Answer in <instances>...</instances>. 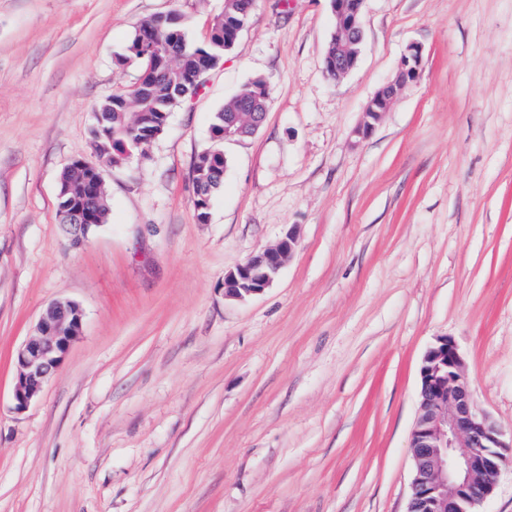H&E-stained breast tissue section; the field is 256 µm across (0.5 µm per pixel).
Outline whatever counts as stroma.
Listing matches in <instances>:
<instances>
[{
  "label": "stroma",
  "mask_w": 512,
  "mask_h": 512,
  "mask_svg": "<svg viewBox=\"0 0 512 512\" xmlns=\"http://www.w3.org/2000/svg\"><path fill=\"white\" fill-rule=\"evenodd\" d=\"M224 0H0V512H407L420 367L437 337L478 409L512 432V0H366L363 42L325 74L330 0H256L237 46L164 134L106 178L79 247L59 183L93 159L95 105L132 88L137 25L204 41ZM417 80L352 132L409 45ZM265 79V119L215 143ZM227 160L198 223L192 169ZM295 231L243 301L224 274ZM82 332L13 408V354L50 303ZM258 89H266L269 95V89L266 83L262 80H255L245 86L233 102H229L224 105L223 109L216 112L214 122L211 127L214 139H223L224 141L236 140L252 136L256 132V130L261 126L266 113L263 111V108L262 110L259 109L257 102L253 104L252 109L254 112H251L252 120L249 126H243L238 123L236 112H243L239 110L238 104L242 100L250 98ZM227 112H233L234 114L228 115L226 122H224V117L228 114ZM221 134H223V136ZM61 217H65L64 223L60 224L63 228L66 238L73 246H79L85 240V236L90 224L91 217L88 214L71 212L69 207L62 210Z\"/></svg>",
  "instance_id": "1"
}]
</instances>
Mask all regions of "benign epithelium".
<instances>
[{
	"label": "benign epithelium",
	"instance_id": "benign-epithelium-1",
	"mask_svg": "<svg viewBox=\"0 0 512 512\" xmlns=\"http://www.w3.org/2000/svg\"><path fill=\"white\" fill-rule=\"evenodd\" d=\"M365 0H331L336 22V58L325 62L329 79L337 80L355 64L351 45L363 39L361 15ZM422 48L408 46L402 56L395 81L382 86L363 113L354 135L368 137L387 110L398 89L418 78ZM250 125L238 123L237 115L227 116L224 139L236 140L253 135L265 112L252 106ZM63 231L69 243H83L91 217L66 207ZM297 247L290 231L275 245L249 257L224 274V296L245 300L264 292ZM83 322L80 306L71 301L53 303L41 316L36 334L29 337L15 354L17 376L13 388L14 410L22 412L39 396L45 382L60 367ZM413 480L407 512H478L477 507L492 493L512 442L486 414L473 397L472 383L454 340L441 336L427 350L420 368L419 410L410 438Z\"/></svg>",
	"mask_w": 512,
	"mask_h": 512
}]
</instances>
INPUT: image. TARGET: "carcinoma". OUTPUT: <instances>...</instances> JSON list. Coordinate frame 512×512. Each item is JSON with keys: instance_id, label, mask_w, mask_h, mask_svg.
Returning a JSON list of instances; mask_svg holds the SVG:
<instances>
[{"instance_id": "1", "label": "carcinoma", "mask_w": 512, "mask_h": 512, "mask_svg": "<svg viewBox=\"0 0 512 512\" xmlns=\"http://www.w3.org/2000/svg\"><path fill=\"white\" fill-rule=\"evenodd\" d=\"M255 0H224V9L213 16L206 39L195 44L188 40L174 14L157 15L140 22L127 49L126 58L141 66L138 85L129 90H118L95 107L96 125L92 129V144L104 152L103 157L86 167L80 179L64 173L60 191L68 205L88 213L101 209L107 215V199L97 204L83 193V187L105 182V172L123 166L129 155L156 140L166 129L168 114L174 106L197 95L200 83L192 76L200 68H214L224 54L237 43L242 30L243 15L251 14ZM174 45L182 49L180 58L172 65L156 72H147L146 60L136 48L143 39ZM262 80L245 86L236 99L216 113L211 127L213 138L224 139V117L239 111L238 104L265 89ZM224 182V154L219 150L206 151L198 156L193 167L192 186L204 184L209 195L217 193Z\"/></svg>"}]
</instances>
